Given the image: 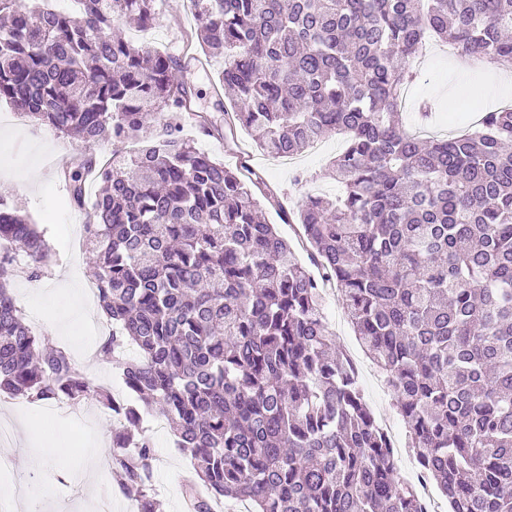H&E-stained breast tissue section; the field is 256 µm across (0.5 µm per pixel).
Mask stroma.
<instances>
[{"label": "stroma", "instance_id": "obj_1", "mask_svg": "<svg viewBox=\"0 0 512 512\" xmlns=\"http://www.w3.org/2000/svg\"><path fill=\"white\" fill-rule=\"evenodd\" d=\"M156 23L145 32L146 44L159 46L176 56L193 52L190 35L195 18L190 0H156ZM222 59L214 58L187 73L194 98V112H182L177 121L184 134L195 141L199 151L223 160L231 170L250 168L262 174L268 187L279 197L282 206L264 205L263 215L275 224L279 234L294 247L301 260H308L309 248L298 237L299 225L283 223L280 209H293L308 194L333 196L339 187L328 168L329 160L340 153L345 140L332 135L320 140L318 147L306 148L294 156L292 162L263 153L247 131L237 127L224 129V108L214 93L218 73L223 69ZM417 75L406 90L403 110L408 131L423 135H444L462 132L463 127L453 122H439V114L453 115L459 111L461 90L481 100L485 109L512 105V92L503 94L495 90L498 71L488 64L457 58L447 45L431 43L416 63ZM434 104L436 118L425 120L421 107ZM206 113L215 126L224 130L222 136H208L200 131L197 113ZM112 144L101 143L92 147L81 140L57 133L55 130L31 122L21 115L0 121V198L15 205L22 214L46 232L52 252L44 274L35 280L17 277L12 283V294L24 306L25 320L33 333L50 337L65 348L70 357H78L69 337L63 336L49 320L51 304L42 301L45 293H54L55 302L64 303V283L84 288L90 279V256L74 253L70 241L82 234L81 222L88 213L70 206L67 183L62 170H75L80 156L93 153L106 159L112 155ZM324 314L329 329L335 333L341 351L358 368L359 380L365 398L374 412L394 416L396 434L393 438L398 469L416 467L417 461L407 446L406 430L397 418L393 395L379 376L376 367L365 355L352 325L349 323L341 295L329 290ZM84 411L76 415L45 401L30 405L0 394V423L13 429L12 446L16 454L27 456L28 462L17 472L27 484V495L32 498L38 512H99L103 500H111L112 512H132L131 503L119 491L117 477L107 473L104 481L89 480L73 483L61 473L55 458L31 460V447L22 438L23 431L38 427L43 444L56 441L60 433H70L74 443L70 448L71 469H80L86 444L98 436L109 433V414L95 397L83 401ZM156 454L153 485L161 502V512H184L182 488L193 475V467L179 448H176L168 428L152 430Z\"/></svg>", "mask_w": 512, "mask_h": 512}]
</instances>
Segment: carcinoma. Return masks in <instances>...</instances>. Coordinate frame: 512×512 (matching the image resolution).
<instances>
[{"label": "carcinoma", "mask_w": 512, "mask_h": 512, "mask_svg": "<svg viewBox=\"0 0 512 512\" xmlns=\"http://www.w3.org/2000/svg\"><path fill=\"white\" fill-rule=\"evenodd\" d=\"M155 2L0 0V101L89 146H133L64 172L79 209L83 175L101 183L85 225L112 323L98 356L117 363L129 400L95 390L14 306L12 282L41 277L49 246L2 200L0 393L99 397L120 417L112 463L139 512H156L142 428L153 414L193 461V512L219 498L250 512H422L336 352L330 286L449 512H512V108L423 139L400 106L429 34L512 65V0H192L201 50L224 57L219 86L257 147L290 157L346 135L331 161L342 194H309L285 215L316 276L260 219L253 181L180 132L198 58L112 37L125 18L151 28Z\"/></svg>", "instance_id": "cac0c4a2"}]
</instances>
